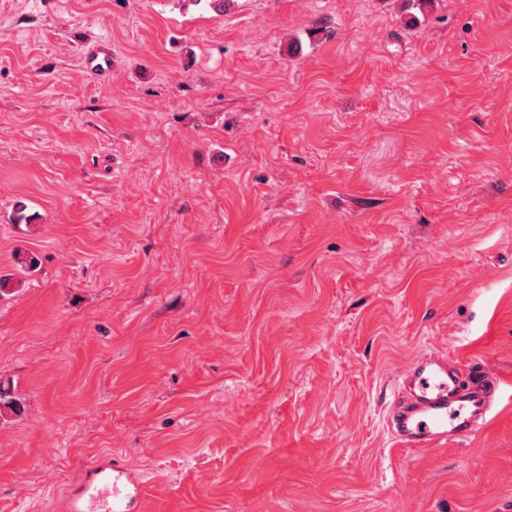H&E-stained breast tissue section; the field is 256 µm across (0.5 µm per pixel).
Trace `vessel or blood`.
Wrapping results in <instances>:
<instances>
[{
    "label": "vessel or blood",
    "instance_id": "b4317fda",
    "mask_svg": "<svg viewBox=\"0 0 512 512\" xmlns=\"http://www.w3.org/2000/svg\"><path fill=\"white\" fill-rule=\"evenodd\" d=\"M85 72L98 79L112 72L109 45L83 57ZM512 389L481 364L462 366L435 351L423 352L399 370L383 396L386 426L400 448L444 447L484 430ZM144 492L142 476L118 461L86 468L61 500V512H133Z\"/></svg>",
    "mask_w": 512,
    "mask_h": 512
}]
</instances>
